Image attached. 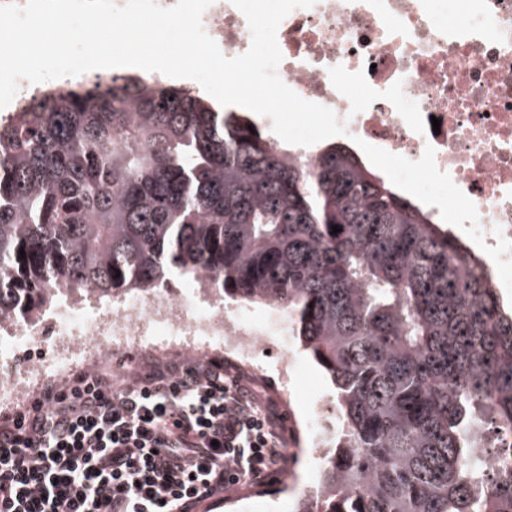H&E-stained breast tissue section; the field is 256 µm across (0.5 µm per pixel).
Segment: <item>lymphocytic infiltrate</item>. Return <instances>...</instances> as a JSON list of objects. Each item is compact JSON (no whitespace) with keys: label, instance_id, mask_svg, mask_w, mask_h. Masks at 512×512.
I'll return each mask as SVG.
<instances>
[{"label":"lymphocytic infiltrate","instance_id":"obj_1","mask_svg":"<svg viewBox=\"0 0 512 512\" xmlns=\"http://www.w3.org/2000/svg\"><path fill=\"white\" fill-rule=\"evenodd\" d=\"M280 443L221 362L102 364L0 414V512H194L240 480H272Z\"/></svg>","mask_w":512,"mask_h":512}]
</instances>
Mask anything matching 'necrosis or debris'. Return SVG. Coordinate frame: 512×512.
Wrapping results in <instances>:
<instances>
[{
    "label": "necrosis or debris",
    "instance_id": "necrosis-or-debris-1",
    "mask_svg": "<svg viewBox=\"0 0 512 512\" xmlns=\"http://www.w3.org/2000/svg\"><path fill=\"white\" fill-rule=\"evenodd\" d=\"M202 27L225 56L251 44L248 22L231 0H213ZM277 42L283 55L277 72L296 94L331 109L348 134L408 160L433 147L437 167L473 202L485 246H496L499 233L512 240V0H315L284 18ZM112 77V70L96 69L42 83L19 80L0 118L33 99ZM57 303L56 362L1 382V406L47 377L119 349L197 356L219 349L263 380L258 355L274 348L286 402L305 369L290 323L225 304L199 278L179 300L155 288L107 303L91 292L63 294ZM330 402L329 394L316 393L314 412L290 431L293 444L312 439L321 460L335 435L323 415Z\"/></svg>",
    "mask_w": 512,
    "mask_h": 512
}]
</instances>
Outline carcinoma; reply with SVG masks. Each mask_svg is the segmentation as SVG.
<instances>
[{
	"mask_svg": "<svg viewBox=\"0 0 512 512\" xmlns=\"http://www.w3.org/2000/svg\"><path fill=\"white\" fill-rule=\"evenodd\" d=\"M200 272L288 310L335 386L342 434L300 512H512V476L479 456L485 426L512 432V311L345 145L306 157L140 75L0 122V319Z\"/></svg>",
	"mask_w": 512,
	"mask_h": 512,
	"instance_id": "carcinoma-1",
	"label": "carcinoma"
}]
</instances>
